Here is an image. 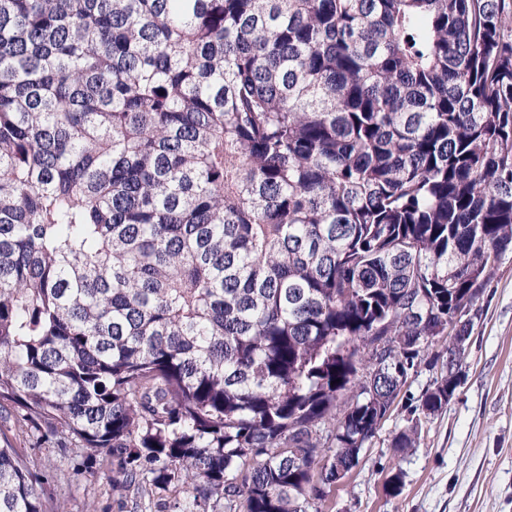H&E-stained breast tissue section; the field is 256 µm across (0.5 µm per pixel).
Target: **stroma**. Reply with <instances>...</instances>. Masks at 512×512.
Wrapping results in <instances>:
<instances>
[{
    "mask_svg": "<svg viewBox=\"0 0 512 512\" xmlns=\"http://www.w3.org/2000/svg\"><path fill=\"white\" fill-rule=\"evenodd\" d=\"M460 385L448 405L422 420L416 448L398 454L393 436L411 424V399L431 386L440 367L420 366L358 466L337 486L333 512H512V253L499 261L477 305ZM401 473L403 490L384 485ZM56 512H161L159 500L117 504L104 483L58 473Z\"/></svg>",
    "mask_w": 512,
    "mask_h": 512,
    "instance_id": "stroma-1",
    "label": "stroma"
}]
</instances>
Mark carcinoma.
<instances>
[{"mask_svg":"<svg viewBox=\"0 0 512 512\" xmlns=\"http://www.w3.org/2000/svg\"><path fill=\"white\" fill-rule=\"evenodd\" d=\"M509 251L512 0H0V415L77 476L328 512Z\"/></svg>","mask_w":512,"mask_h":512,"instance_id":"carcinoma-1","label":"carcinoma"}]
</instances>
